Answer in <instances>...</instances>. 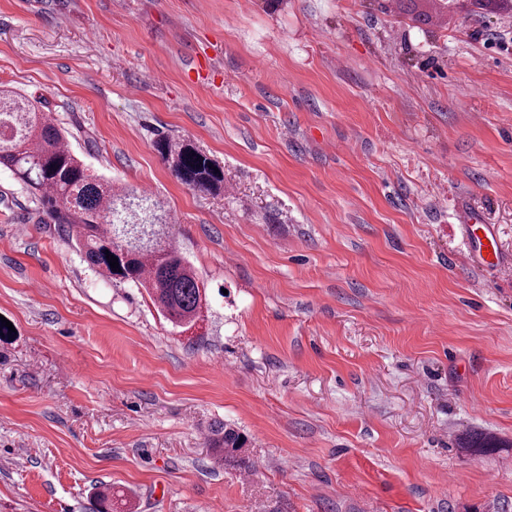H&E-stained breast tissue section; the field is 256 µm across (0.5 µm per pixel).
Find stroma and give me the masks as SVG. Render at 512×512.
<instances>
[{
  "label": "stroma",
  "mask_w": 512,
  "mask_h": 512,
  "mask_svg": "<svg viewBox=\"0 0 512 512\" xmlns=\"http://www.w3.org/2000/svg\"><path fill=\"white\" fill-rule=\"evenodd\" d=\"M0 84L148 188L208 311L173 328L0 171V512H512V10L0 0ZM224 170L196 193L155 148ZM247 439L216 462L208 428ZM505 440L477 455L468 435ZM461 222L469 234L473 257L486 267L500 272L510 271L509 261L498 253L495 227L487 224L484 216L477 211L464 212Z\"/></svg>",
  "instance_id": "1"
}]
</instances>
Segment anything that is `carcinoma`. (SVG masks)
<instances>
[{"label": "carcinoma", "mask_w": 512, "mask_h": 512, "mask_svg": "<svg viewBox=\"0 0 512 512\" xmlns=\"http://www.w3.org/2000/svg\"><path fill=\"white\" fill-rule=\"evenodd\" d=\"M156 150L176 178L192 191L212 194L224 185V171L191 142L162 137ZM11 172L38 201L48 223L61 224L83 260L109 281L145 289L173 327L184 331L205 318L203 284L181 249L169 239V213L159 197L114 187L91 173L71 149L54 119L26 96L0 88V170ZM118 258L110 267L106 254ZM210 445L225 462L248 467L244 437L224 425L212 430ZM466 447L476 454L498 448L475 435Z\"/></svg>", "instance_id": "cac0c4a2"}]
</instances>
